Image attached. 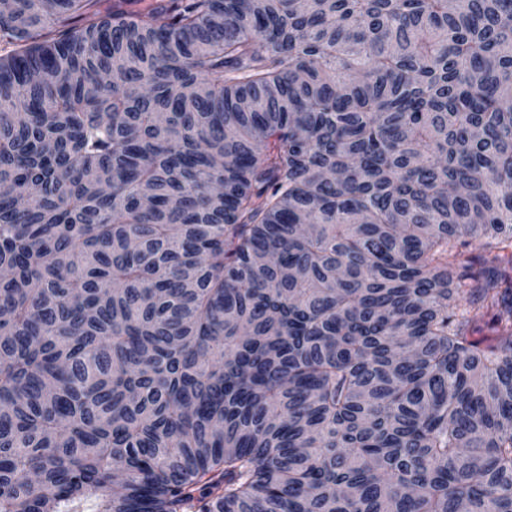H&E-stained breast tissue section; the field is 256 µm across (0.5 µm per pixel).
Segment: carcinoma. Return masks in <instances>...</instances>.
<instances>
[{
    "instance_id": "cac0c4a2",
    "label": "carcinoma",
    "mask_w": 512,
    "mask_h": 512,
    "mask_svg": "<svg viewBox=\"0 0 512 512\" xmlns=\"http://www.w3.org/2000/svg\"><path fill=\"white\" fill-rule=\"evenodd\" d=\"M509 96L512 0H9L0 512H512Z\"/></svg>"
}]
</instances>
